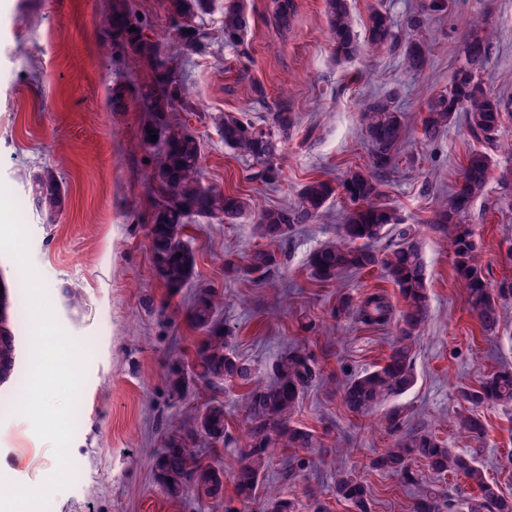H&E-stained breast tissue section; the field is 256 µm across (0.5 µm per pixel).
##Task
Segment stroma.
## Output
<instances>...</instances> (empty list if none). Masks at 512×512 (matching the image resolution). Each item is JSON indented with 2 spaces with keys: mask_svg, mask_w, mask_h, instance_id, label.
Returning a JSON list of instances; mask_svg holds the SVG:
<instances>
[{
  "mask_svg": "<svg viewBox=\"0 0 512 512\" xmlns=\"http://www.w3.org/2000/svg\"><path fill=\"white\" fill-rule=\"evenodd\" d=\"M418 3L349 0L354 30L365 36L376 9L403 28ZM295 4L296 15L284 30L272 16L270 0H247L250 26L243 45L234 47L224 43V0H214L203 18L211 43L176 63L175 75L195 109L187 121L201 142L204 184L246 197L250 209L232 224L202 218L187 224L197 277L172 296L148 247L152 163L139 137L143 114L130 94L134 76L121 51L104 44L107 0H0V185L17 204L31 264L56 320L88 354L69 447L75 478L53 494L47 512L240 508L231 477L240 465L235 443L245 428L243 386L227 381L176 401L164 377L168 363L191 354L200 340L187 316L199 286L217 291L219 314L235 333L233 351L258 375L295 348L312 356L321 376L294 415L317 436L319 447L287 449L285 457L301 458V468L287 475L285 457L275 458L266 485L293 501L297 512H307L315 498L329 512H352L335 494L337 471L352 468L367 490L369 512H413L418 486L368 465L392 442L380 423L382 410L357 415L342 399L348 377L383 364L401 325L395 320L372 328L332 313L342 292L357 299L382 291L401 308L398 290L379 271L329 284L308 275L310 254L335 239L345 222L342 197L332 198L315 223L273 243L282 265L266 280L224 275L226 261H241L262 247L253 233L261 211L293 200L311 180L337 183L347 170L369 167L359 103L386 93L396 95L411 130L406 159L388 175L386 199L421 247L430 298V317L416 347V383L394 402L406 407L409 426L432 430L459 452L479 448L487 480L512 497V406L479 407L483 441L457 427L467 412L460 388L512 366V297L501 302L498 333L486 335L466 305L444 236L430 224L478 144L461 121L429 144L416 132L428 101L448 89L464 63L466 39L476 34L491 45L480 78L508 104L498 136L512 141V0H448L447 12L422 29L432 52L420 76L406 73L395 53L337 59L324 0ZM256 83L265 87L267 103L257 101ZM282 101L298 123L280 145L281 180L269 187L251 179L250 162L225 147L216 122L221 114L241 111L259 122L271 104ZM46 169L66 194L63 211L52 218L36 209L30 194L33 175ZM463 221L473 230L490 285L512 282V159L495 155L485 191ZM310 322L316 330H307ZM21 394L15 383L0 385V476L36 487L55 471L56 458L17 413ZM211 398L224 403L230 441L203 456L222 467L224 497L171 500L154 460L168 425L189 420Z\"/></svg>",
  "mask_w": 512,
  "mask_h": 512,
  "instance_id": "35a3bbf8",
  "label": "stroma"
}]
</instances>
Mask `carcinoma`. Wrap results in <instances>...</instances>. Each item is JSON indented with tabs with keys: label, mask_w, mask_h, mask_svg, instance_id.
I'll list each match as a JSON object with an SVG mask.
<instances>
[{
	"label": "carcinoma",
	"mask_w": 512,
	"mask_h": 512,
	"mask_svg": "<svg viewBox=\"0 0 512 512\" xmlns=\"http://www.w3.org/2000/svg\"><path fill=\"white\" fill-rule=\"evenodd\" d=\"M166 4L175 35L165 46L145 34L147 22L133 11L129 0H109L107 33L109 44L123 53L128 68L136 76L133 93L145 112L140 125L141 143L152 152V169L148 173L153 195L147 216L149 250L157 276L166 288L176 292L193 282L197 275L195 252L183 238L186 224L195 218L232 224L250 205L244 197L227 194L202 182L200 141L186 121L173 115L177 107L184 112L193 111L175 77L174 63L202 52L208 45L210 35L199 20L210 13L213 0H166ZM325 4L336 57L355 58L362 46L352 27L347 0H325ZM447 9L448 0H423L407 22L414 35L404 40L394 32L390 15L375 11L366 24L367 47L373 53L399 52L404 70L421 75L428 65L431 49L415 32L422 28L427 16ZM272 14L281 27L288 28L294 15V0H272ZM132 26L133 32L129 31ZM248 27L245 0H225L224 43L242 44ZM489 52L490 44L486 40L477 36L467 39L465 64L455 73L451 86L429 101L421 118V136L425 141H435L462 118L470 136L482 144V149L468 155L461 182L441 201L432 224L440 233L450 235L456 277L466 290L469 309L482 330L493 334L500 322V300L512 296V283L504 281L496 288L488 284L472 228L462 223L463 216L485 190L492 153H503L512 159V143L504 144L498 137L505 104L478 79ZM361 120L371 146L370 170H348L337 187L327 180L308 182L293 202L262 211L254 224V233L270 242L284 240L298 225L315 222L336 190H341L347 207L346 222L336 239L311 254L310 277L325 284L346 274L381 268L399 288L403 299L399 311L401 334L384 364L348 378L343 387L346 407L364 415L413 387L417 332L427 321L430 306L421 248L402 227L397 210L385 202L383 175L395 168L409 135L404 113L398 110L395 96H373L363 101ZM295 124L294 113L282 102L267 113L262 125L254 122L247 112L218 119L224 146L249 160L252 178L266 185L280 181L278 144L288 139ZM152 134L156 135L154 142L150 139ZM31 196L39 211L51 217L65 205L64 188L49 170L32 179ZM390 233L398 237V242L389 254L382 255L373 243ZM279 266L277 254L261 247L248 255L244 265L228 264L225 273L261 280ZM0 290L3 291L0 384H3L16 378L18 343L9 324L12 301L8 289ZM218 307L214 290L202 287L197 291L188 318L192 327L200 331L202 341L190 359L169 365L166 383L169 396L176 400L195 392L200 383L216 388L226 380H236L247 388L243 402L246 427L240 445L242 464L232 475L239 501L245 506L255 499L264 472L279 451L315 446L316 436L297 425L293 415L305 389L320 374L307 354L290 350L272 365L270 380L256 376L251 366L233 353L234 331L218 318ZM333 312L338 318L353 315L366 326L382 327L391 321L394 309L379 292H371L357 301L341 293ZM460 394L473 408L488 402L512 403V369L505 367L477 387L462 388ZM384 421L394 442L372 460L373 468L395 473L413 485L418 481L413 464L420 461L434 473L459 477L479 491L471 495L459 490L457 499L453 500L436 486L426 487L416 499L413 512H512V498L500 494L487 481L473 455L449 448L430 430L405 429L406 415L398 406L386 412ZM459 426L476 441L486 433L485 423L476 413L463 416ZM225 438L224 402L215 398L204 403L192 420L169 426L164 448L156 459V470L171 499L180 501L192 492L214 500L223 496L224 470L205 461L196 452V446L204 441L212 448H219L224 446ZM335 491L336 498L350 503L353 512H368L366 488L349 473L336 475ZM294 509L292 501L268 488L264 490L263 512H294Z\"/></svg>",
	"instance_id": "1"
}]
</instances>
